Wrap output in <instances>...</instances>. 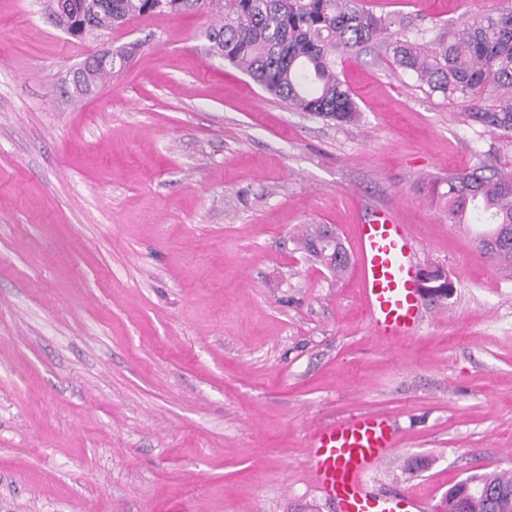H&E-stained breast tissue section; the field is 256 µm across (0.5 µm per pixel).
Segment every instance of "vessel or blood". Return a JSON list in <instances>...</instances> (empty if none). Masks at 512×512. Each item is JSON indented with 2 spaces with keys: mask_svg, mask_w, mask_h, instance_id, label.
Here are the masks:
<instances>
[{
  "mask_svg": "<svg viewBox=\"0 0 512 512\" xmlns=\"http://www.w3.org/2000/svg\"><path fill=\"white\" fill-rule=\"evenodd\" d=\"M359 288L377 335H412L421 314L417 266L407 225L387 211L352 227ZM397 435L388 418L361 413L312 428L309 465L315 484L333 497L340 512H422L417 496L383 499L367 489V477L390 462Z\"/></svg>",
  "mask_w": 512,
  "mask_h": 512,
  "instance_id": "vessel-or-blood-1",
  "label": "vessel or blood"
}]
</instances>
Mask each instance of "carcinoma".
<instances>
[{
    "label": "carcinoma",
    "mask_w": 512,
    "mask_h": 512,
    "mask_svg": "<svg viewBox=\"0 0 512 512\" xmlns=\"http://www.w3.org/2000/svg\"><path fill=\"white\" fill-rule=\"evenodd\" d=\"M199 12L215 22L206 32L209 52L247 74L270 96L298 112L353 124L360 108L340 78L338 64L369 44L383 45L394 62L432 93L494 104L466 113L487 129L512 132V7L476 12L448 29H422L402 17L377 15L360 0H65L49 8L54 24L81 38L97 29L120 27L132 18ZM110 76L93 70L80 77L77 92L90 94ZM438 194L451 224L475 223L480 250L495 262L512 261V169L486 163L448 174ZM323 225L301 245L320 264L316 249ZM472 479L506 490L492 509L470 501L469 487L448 490V510L462 502L470 512H512V475L486 472Z\"/></svg>",
    "instance_id": "1"
}]
</instances>
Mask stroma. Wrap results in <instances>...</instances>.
Segmentation results:
<instances>
[{"instance_id": "35a3bbf8", "label": "stroma", "mask_w": 512, "mask_h": 512, "mask_svg": "<svg viewBox=\"0 0 512 512\" xmlns=\"http://www.w3.org/2000/svg\"><path fill=\"white\" fill-rule=\"evenodd\" d=\"M451 26L512 0H363ZM209 17L135 18L77 40L43 0H0V512H338L311 427L388 416L370 492L512 472V275L453 230L435 180L512 142L465 121L383 48L339 66L361 111L289 109L212 56ZM126 67L81 97L104 44ZM389 210L454 283L414 335L377 336L356 271L297 246L305 224Z\"/></svg>"}]
</instances>
